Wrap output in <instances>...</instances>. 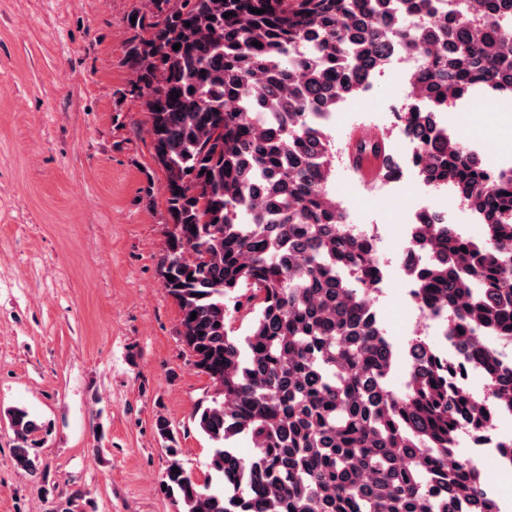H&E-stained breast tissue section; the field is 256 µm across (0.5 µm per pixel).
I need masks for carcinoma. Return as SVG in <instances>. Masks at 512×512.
I'll use <instances>...</instances> for the list:
<instances>
[{
  "label": "carcinoma",
  "mask_w": 512,
  "mask_h": 512,
  "mask_svg": "<svg viewBox=\"0 0 512 512\" xmlns=\"http://www.w3.org/2000/svg\"><path fill=\"white\" fill-rule=\"evenodd\" d=\"M481 2V28L468 0H146L149 14L135 13L133 29L148 36H133L127 60L147 90L172 220L163 288L191 365L213 387L193 413L212 443L203 482L178 459L170 423L156 420L169 456L163 490L182 512H494L471 464L452 456L462 430L488 422L453 388V370L420 343L410 378L392 383V344L365 321L364 280L348 275L371 271L369 248L338 230L336 144L323 124L393 45L422 50L405 134L427 183L455 188L496 236L475 247L425 223L434 251L420 286L463 344L477 329L512 337V223L502 220L512 178L478 167L420 107L512 87V0ZM239 288L251 291L253 317L232 336L224 299ZM472 361L512 403V370L478 349ZM8 420L15 461L37 471L41 425L18 408ZM240 434L249 459L224 447Z\"/></svg>",
  "instance_id": "obj_1"
}]
</instances>
